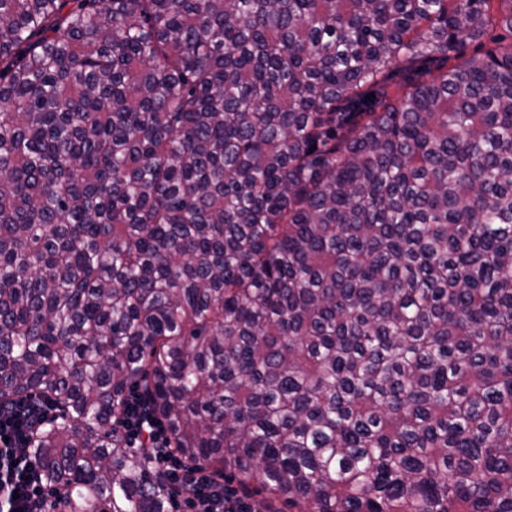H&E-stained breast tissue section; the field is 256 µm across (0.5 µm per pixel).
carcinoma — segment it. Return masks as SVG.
I'll return each instance as SVG.
<instances>
[{"label": "carcinoma", "mask_w": 512, "mask_h": 512, "mask_svg": "<svg viewBox=\"0 0 512 512\" xmlns=\"http://www.w3.org/2000/svg\"><path fill=\"white\" fill-rule=\"evenodd\" d=\"M512 512V0H0V407L46 512ZM121 425L133 444L147 447L150 461L166 474L175 499L183 500L189 509L185 512H271L263 510L250 492L226 486L224 477L217 478L200 466H187L172 454L165 425L138 393L129 397Z\"/></svg>", "instance_id": "obj_1"}]
</instances>
